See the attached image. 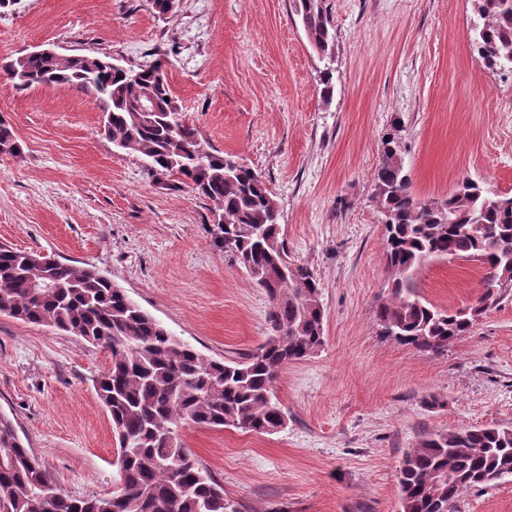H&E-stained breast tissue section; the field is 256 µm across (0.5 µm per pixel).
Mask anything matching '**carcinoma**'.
Wrapping results in <instances>:
<instances>
[{
	"label": "carcinoma",
	"instance_id": "carcinoma-1",
	"mask_svg": "<svg viewBox=\"0 0 512 512\" xmlns=\"http://www.w3.org/2000/svg\"><path fill=\"white\" fill-rule=\"evenodd\" d=\"M312 48L329 55L333 25L327 0H292ZM482 24L471 39L491 68L512 72V0H472ZM22 88L72 84L104 104V132L112 144L152 161L156 175L177 177L228 219L213 244L232 252L272 301L273 335L256 350L222 361L173 336L95 268L36 263L38 253L0 246V314L74 335L105 350L110 364L95 390L118 442L119 489L106 496L65 493L0 414V512H235L224 488L191 452L180 431L188 426L234 428L266 435L285 425L274 392L282 366L301 361L324 342L321 288L305 266L295 280L279 278L288 250L278 206L251 167L236 155L214 153L199 139L175 101L159 61L115 69L106 57L73 59L29 53L4 66ZM151 91L155 107L137 112L134 100ZM21 145L0 121V154ZM396 127L382 136L373 175L375 198L390 214L385 255L390 282L375 316L383 333L418 351L441 354L500 304L512 285V196L490 195L465 178L435 211L413 191ZM476 256L485 269L475 304L442 309L423 298L418 274L435 259ZM512 477V426L481 425L431 433L403 456L398 472L401 512H457L461 496Z\"/></svg>",
	"mask_w": 512,
	"mask_h": 512
}]
</instances>
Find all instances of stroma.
Wrapping results in <instances>:
<instances>
[{"label":"stroma","mask_w":512,"mask_h":512,"mask_svg":"<svg viewBox=\"0 0 512 512\" xmlns=\"http://www.w3.org/2000/svg\"><path fill=\"white\" fill-rule=\"evenodd\" d=\"M334 91L291 0H11L0 62L51 43L124 66L164 58L201 142L240 155L276 200L293 263L321 287L324 345L275 383L287 425L272 435L190 426L185 448L236 512H401L398 469L423 436L512 426V298L436 356L401 345L375 317L386 295L373 174L399 125L418 198L462 178L512 195V72L485 67L470 0H328ZM0 119L21 155L0 154V245L93 267L203 355L249 352L272 308L207 232L214 204L165 187L143 156L102 132V105L71 85L16 87L0 70ZM483 271L438 259L419 291L440 308L476 300ZM101 348L0 314V412L56 483L111 492L117 441L94 382ZM458 512H512V477L471 490Z\"/></svg>","instance_id":"35a3bbf8"}]
</instances>
